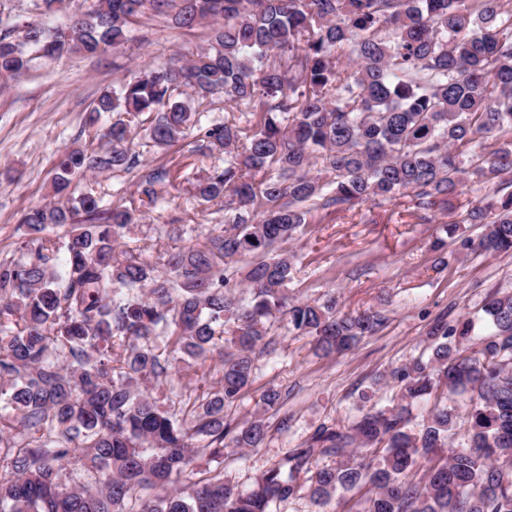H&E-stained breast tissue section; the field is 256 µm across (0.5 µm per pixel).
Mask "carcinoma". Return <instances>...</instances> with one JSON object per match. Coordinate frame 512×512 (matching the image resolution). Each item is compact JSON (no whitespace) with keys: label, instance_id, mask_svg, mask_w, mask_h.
Returning a JSON list of instances; mask_svg holds the SVG:
<instances>
[{"label":"carcinoma","instance_id":"1","mask_svg":"<svg viewBox=\"0 0 512 512\" xmlns=\"http://www.w3.org/2000/svg\"><path fill=\"white\" fill-rule=\"evenodd\" d=\"M148 12L207 24L210 43L97 98L90 125L120 117L102 127L99 149L62 155L51 185L58 201L22 214L27 260L0 262V512H277L302 492L318 508L350 493L348 512H512L509 294L485 305L491 332L476 344L474 321L435 323L428 360L394 371L397 404L321 428L252 488L204 470L262 447L267 414L284 404L271 384L261 411L226 422L252 389L274 323L311 337L325 356L382 325L340 312L332 294L288 301L295 256L279 245L306 224L307 204L341 210L409 192L431 211L467 174L512 187L505 0H93L59 34L37 20L0 31V76L22 74L36 55L104 52ZM178 87L193 94L178 99ZM214 95L261 119L249 131L228 120L202 125L196 103ZM145 114L160 149L193 133L200 148L224 151V167L194 190L234 212L204 244L165 253L163 274L122 249L134 211L75 186L89 172L140 165L130 119ZM169 183L164 169L144 171L142 204ZM463 222L481 225V251L512 252V192L480 200ZM216 355L222 375L212 385L202 373L207 387L194 400L163 392ZM446 393L461 404L448 408ZM429 401L411 431L409 406ZM459 434L465 447L443 453ZM327 456L336 466H319Z\"/></svg>","mask_w":512,"mask_h":512}]
</instances>
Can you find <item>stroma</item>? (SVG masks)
Returning <instances> with one entry per match:
<instances>
[{
  "label": "stroma",
  "instance_id": "stroma-1",
  "mask_svg": "<svg viewBox=\"0 0 512 512\" xmlns=\"http://www.w3.org/2000/svg\"><path fill=\"white\" fill-rule=\"evenodd\" d=\"M39 5L40 0H0V30L39 16L56 25L87 7L85 0H65L61 10L45 16ZM209 35V26L181 28L169 17L148 13L131 25L126 42L104 53L41 58L18 78H0V261L26 259L21 216L29 206L49 201L58 156L69 147L97 149L86 115L101 91L118 86L132 70L190 58ZM148 122L145 115L136 120L133 147L142 167L166 168L172 176L156 207L140 206L142 168L90 173L79 188L104 204L140 210L141 220L124 243L155 262L165 252L204 242L209 229L224 224L223 204L201 202L192 192L193 182L223 166L224 155L197 151L189 138L167 150L154 147L144 135ZM495 188L470 180L444 211L417 209L404 195L308 214L301 234L287 245L297 256L291 295L312 302L332 293L342 312H378L386 323L352 352L328 358L316 356L309 337L274 325L270 352L255 362L254 385L277 384L288 397L271 414L263 447L225 457V479L249 488L320 427L349 426L364 402L379 408L397 404L389 374L428 358L425 333L436 320L452 324L467 316L475 320L477 335L486 334L482 308L493 293L512 292V254L465 249L463 240L477 238L481 229L460 223L459 216ZM451 221L456 231L445 232ZM439 237L447 243L441 256L431 249Z\"/></svg>",
  "mask_w": 512,
  "mask_h": 512
}]
</instances>
